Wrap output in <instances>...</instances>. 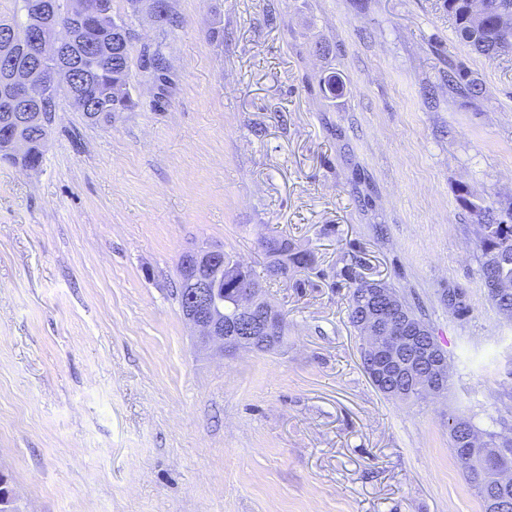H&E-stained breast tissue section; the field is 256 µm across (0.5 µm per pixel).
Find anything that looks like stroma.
<instances>
[{
	"label": "stroma",
	"mask_w": 512,
	"mask_h": 512,
	"mask_svg": "<svg viewBox=\"0 0 512 512\" xmlns=\"http://www.w3.org/2000/svg\"><path fill=\"white\" fill-rule=\"evenodd\" d=\"M169 5L163 25L112 0L131 111L92 127L59 102L40 167L0 166V470L21 512H485L448 418L488 426L512 371L471 222L512 207V55L460 42L444 0ZM279 234L314 259L262 285L283 344L200 346L180 254L213 243L259 272ZM353 274L420 306L444 394L373 386Z\"/></svg>",
	"instance_id": "35a3bbf8"
}]
</instances>
